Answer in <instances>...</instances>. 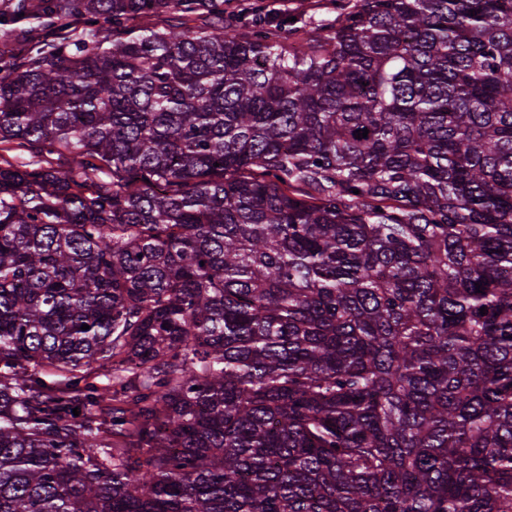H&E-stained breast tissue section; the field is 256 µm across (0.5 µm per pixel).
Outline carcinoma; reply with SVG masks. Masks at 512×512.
I'll use <instances>...</instances> for the list:
<instances>
[{
	"label": "carcinoma",
	"mask_w": 512,
	"mask_h": 512,
	"mask_svg": "<svg viewBox=\"0 0 512 512\" xmlns=\"http://www.w3.org/2000/svg\"><path fill=\"white\" fill-rule=\"evenodd\" d=\"M287 18L0 13V512H512V0Z\"/></svg>",
	"instance_id": "1"
}]
</instances>
